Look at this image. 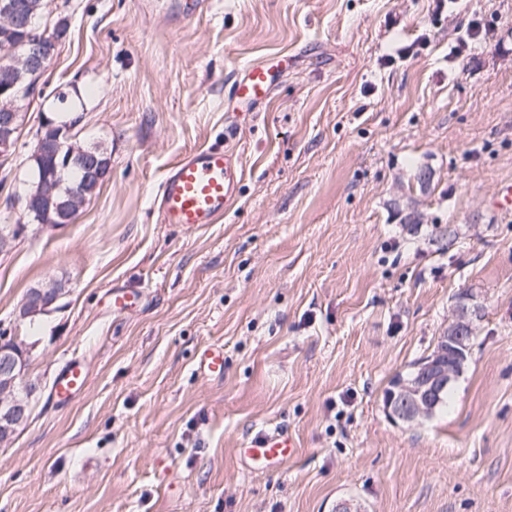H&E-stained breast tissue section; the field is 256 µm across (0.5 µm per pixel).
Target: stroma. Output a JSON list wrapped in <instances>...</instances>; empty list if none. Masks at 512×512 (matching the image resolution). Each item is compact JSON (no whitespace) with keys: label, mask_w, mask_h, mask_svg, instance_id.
Wrapping results in <instances>:
<instances>
[{"label":"stroma","mask_w":512,"mask_h":512,"mask_svg":"<svg viewBox=\"0 0 512 512\" xmlns=\"http://www.w3.org/2000/svg\"><path fill=\"white\" fill-rule=\"evenodd\" d=\"M45 0L66 19L0 154V336L40 389L0 446V512H512V0ZM491 38L451 56L474 19ZM288 54L267 103L224 126L247 64ZM66 92L59 102L58 92ZM75 120L110 167L68 224L29 220L36 133ZM245 169L218 224L154 207L185 152ZM66 294L30 322L33 288ZM137 288L118 313L112 288ZM484 307L448 408L393 422V380L429 355L458 295ZM224 347V377L196 370ZM81 359L85 391L51 395ZM296 452L248 471L263 426ZM88 383V373L80 359L65 362L54 376L51 394L59 404H69L76 399Z\"/></svg>","instance_id":"stroma-1"}]
</instances>
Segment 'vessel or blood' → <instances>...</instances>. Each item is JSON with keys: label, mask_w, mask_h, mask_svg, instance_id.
Returning a JSON list of instances; mask_svg holds the SVG:
<instances>
[{"label": "vessel or blood", "mask_w": 512, "mask_h": 512, "mask_svg": "<svg viewBox=\"0 0 512 512\" xmlns=\"http://www.w3.org/2000/svg\"><path fill=\"white\" fill-rule=\"evenodd\" d=\"M273 69L266 64L248 65L236 79L230 96L238 105L251 108L266 102L273 87ZM243 177L239 161L221 148L203 147L181 156L166 172L157 196L159 221L163 224H215L236 199ZM112 308L117 312L131 310L141 302L136 288H116L111 293ZM198 372L208 378L224 375V349L206 348L197 361ZM88 373L81 360L65 362L54 376L51 394L60 404L71 403L85 389ZM295 450L287 429L276 427L260 430L249 447L239 449L242 464L250 470H272L281 465Z\"/></svg>", "instance_id": "obj_1"}]
</instances>
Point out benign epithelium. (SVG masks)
<instances>
[{"mask_svg": "<svg viewBox=\"0 0 512 512\" xmlns=\"http://www.w3.org/2000/svg\"><path fill=\"white\" fill-rule=\"evenodd\" d=\"M0 30L17 32L24 36L26 51L16 57L10 74L0 80V148L10 147L9 137L19 115L17 102L22 98L16 90L27 75L43 71L54 56L59 37L39 33L37 17L13 0L0 4ZM47 135L40 138L38 152L50 155L53 166L42 173L48 193L60 183V175L81 158L80 168L84 180L100 174L97 158L82 146L69 143L68 129L63 124L50 122ZM63 295L55 289L46 293L44 288L29 291L21 305V316L33 317L49 312V308ZM482 306L473 302L469 294L459 296L452 317L438 337L436 351L422 358L416 375L402 380L396 386L386 406L388 416L395 422L416 423L429 418L434 412L440 394L457 377L465 360L468 340L475 324L482 318ZM27 364V351L13 338H0V446L11 442L18 428L29 416L30 398L38 391L35 383L23 380Z\"/></svg>", "mask_w": 512, "mask_h": 512, "instance_id": "obj_1", "label": "benign epithelium"}]
</instances>
